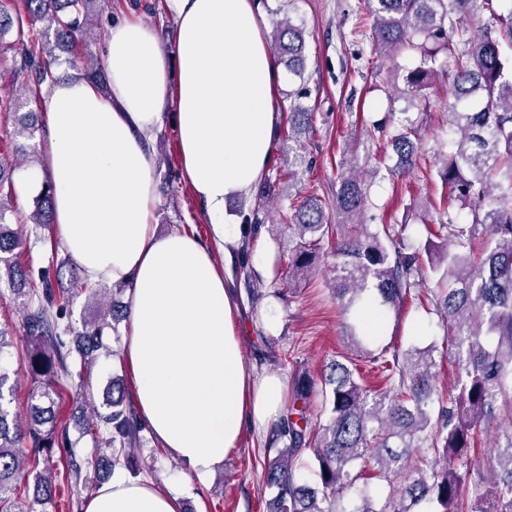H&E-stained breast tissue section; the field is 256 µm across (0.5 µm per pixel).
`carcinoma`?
<instances>
[{
  "mask_svg": "<svg viewBox=\"0 0 512 512\" xmlns=\"http://www.w3.org/2000/svg\"><path fill=\"white\" fill-rule=\"evenodd\" d=\"M15 0H0V36L15 32L8 50L16 71L27 76L26 100L38 103L43 88L58 80L53 70L57 51L88 45L93 14L102 0H22L24 13H12ZM276 9L271 47L288 74L304 81L306 30L294 22L285 7ZM374 16L372 52L389 56L400 49L420 53L418 67L396 73L406 91L419 92L434 75L429 63L444 52L453 61L449 73L455 104L451 106L454 137L449 152L439 159L438 177L445 189L439 201L431 199L423 210L442 214L437 223L424 224V249L407 243L405 224H383L372 230L365 222L369 184L355 169L342 168L332 201L315 194L291 199L280 215L288 232L292 266L303 273L315 269L322 242L336 237V265L332 268L336 300L344 313L355 311L372 291L384 314L396 312L427 278L437 277L431 303L443 327L448 357L457 362V394L448 409L441 408L443 393L435 382L437 347L403 350L397 346L375 352L361 324L350 327L347 341L352 356L331 365L323 379L328 423L311 425L304 413L277 429L264 466L267 486L276 490L268 512H340L343 498L352 494L350 512H417L423 501L435 502L438 512H512V0H369ZM488 13L475 34L469 21ZM44 28L36 29L37 24ZM306 86L288 93V179L305 162L291 143L312 129L313 108L301 103ZM19 135L31 140L39 127L35 111L18 114ZM395 155L390 175L403 178L417 165L418 129L408 115L388 130L375 127ZM18 160H0V278L21 292L28 284L27 270L13 261L21 245L19 236L4 231L12 223V175ZM277 181L266 178L255 190L253 207L240 210L243 223H269L267 203L274 199ZM53 185L36 201L33 223L43 224L52 207ZM458 201L470 208L471 222L462 224L452 209ZM440 239L436 244L434 239ZM22 328L31 350L28 367L35 386L29 395L25 421L4 407V387L10 380L5 361L9 331L0 327V512H15L18 480L38 505L56 503L53 455L59 454L62 481H83V487L102 483L117 468L140 471L136 455L145 427L129 404L123 380L112 378V390L93 408L87 431L98 438L94 458L82 459L73 449L60 418V379L69 375L66 355L72 334L84 369L100 354H112L111 336L119 335L117 311L112 319L101 314L80 329L60 328L68 297L51 279L39 277V288L29 295ZM368 357L386 381L383 392L362 387L355 379L354 359ZM443 417L432 424V412ZM509 415L498 426L495 452L488 461L490 475L472 462L470 452L482 428L500 412ZM45 456L44 471L26 468L30 455ZM319 465L315 484L301 481L298 471L304 457ZM93 470L98 480L82 477ZM378 478L389 494L377 509L360 480Z\"/></svg>",
  "mask_w": 512,
  "mask_h": 512,
  "instance_id": "cac0c4a2",
  "label": "carcinoma"
}]
</instances>
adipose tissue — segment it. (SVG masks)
I'll use <instances>...</instances> for the list:
<instances>
[{
	"mask_svg": "<svg viewBox=\"0 0 512 512\" xmlns=\"http://www.w3.org/2000/svg\"><path fill=\"white\" fill-rule=\"evenodd\" d=\"M175 23L167 55L141 22L113 23L103 62L109 92L83 72L46 88L54 222L89 283H123L130 306L122 354L139 418L205 481L239 446L246 428L281 422L287 384L244 362L231 265L247 228L226 203L268 175L283 72L257 0H165ZM178 130L180 167L209 221V238L158 234L154 144L166 119ZM82 512H179L151 478L113 476Z\"/></svg>",
	"mask_w": 512,
	"mask_h": 512,
	"instance_id": "ef3b65f1",
	"label": "adipose tissue"
}]
</instances>
